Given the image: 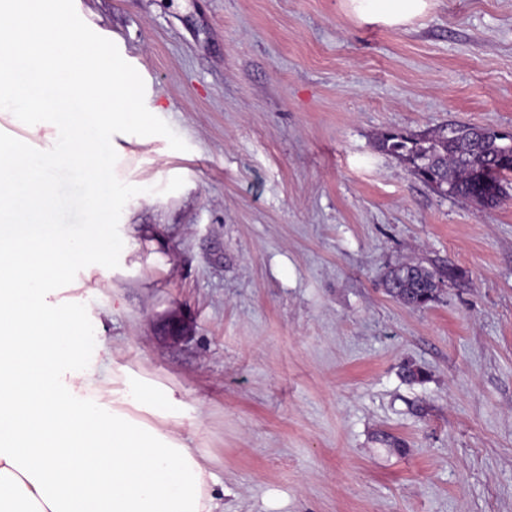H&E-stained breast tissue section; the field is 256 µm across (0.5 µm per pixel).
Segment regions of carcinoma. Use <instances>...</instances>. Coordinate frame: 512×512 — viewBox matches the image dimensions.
<instances>
[{
  "label": "carcinoma",
  "instance_id": "carcinoma-1",
  "mask_svg": "<svg viewBox=\"0 0 512 512\" xmlns=\"http://www.w3.org/2000/svg\"><path fill=\"white\" fill-rule=\"evenodd\" d=\"M512 142L496 131L457 125L428 134H385L382 148L407 161L422 181L442 195L496 204L505 193L503 183L512 170L499 165V157ZM454 276L449 268L401 265L385 274L388 292L403 304L423 307L436 301L442 287Z\"/></svg>",
  "mask_w": 512,
  "mask_h": 512
}]
</instances>
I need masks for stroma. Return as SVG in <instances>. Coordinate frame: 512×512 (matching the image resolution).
<instances>
[{"mask_svg": "<svg viewBox=\"0 0 512 512\" xmlns=\"http://www.w3.org/2000/svg\"><path fill=\"white\" fill-rule=\"evenodd\" d=\"M167 111L139 178L170 271L101 289L122 362L185 391L223 512H512V187L442 196L380 149L450 124L512 133V0L405 27L341 0H84ZM452 267L408 307L384 275ZM189 332L168 339V317Z\"/></svg>", "mask_w": 512, "mask_h": 512, "instance_id": "stroma-1", "label": "stroma"}]
</instances>
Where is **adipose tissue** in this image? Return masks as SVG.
Masks as SVG:
<instances>
[{
    "mask_svg": "<svg viewBox=\"0 0 512 512\" xmlns=\"http://www.w3.org/2000/svg\"><path fill=\"white\" fill-rule=\"evenodd\" d=\"M430 2L343 6L402 27ZM162 117L82 0H0V512H219L184 393L120 363L109 307L84 300L169 266L163 225L135 215L188 185L132 179ZM50 173L77 181L79 223L55 222Z\"/></svg>",
    "mask_w": 512,
    "mask_h": 512,
    "instance_id": "1",
    "label": "adipose tissue"
}]
</instances>
